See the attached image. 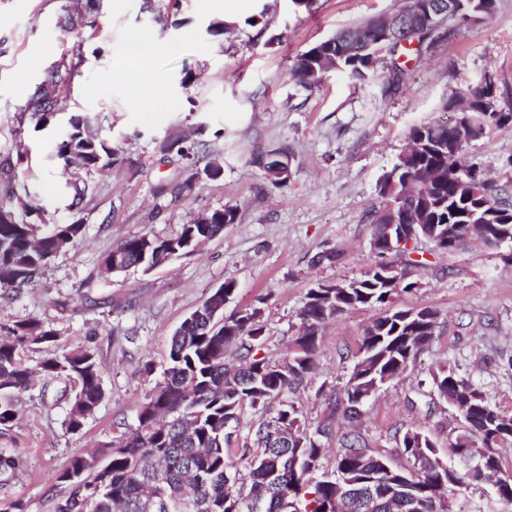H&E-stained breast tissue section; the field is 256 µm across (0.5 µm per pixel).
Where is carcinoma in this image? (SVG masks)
Masks as SVG:
<instances>
[{
    "mask_svg": "<svg viewBox=\"0 0 512 512\" xmlns=\"http://www.w3.org/2000/svg\"><path fill=\"white\" fill-rule=\"evenodd\" d=\"M494 0H406L393 14H380L359 25L342 29L302 53L292 66V76L306 88L319 87L333 71H347L363 78L375 72L383 51L394 56L413 44L422 45L443 24L448 33L459 21L481 22L492 13ZM94 7V0H73L68 21L74 25ZM60 69L46 73L28 108L35 126H48L61 106ZM476 129L472 139L512 125V108L490 113L484 100L498 102L492 79L468 87L459 94ZM90 119L73 115L69 130L54 156L73 191L78 206L97 188V177L125 161L124 151L107 139L87 133ZM409 149L380 183L381 205L369 213L374 226L372 250L389 253L387 225L394 224L393 243L401 238L425 239L439 250H448L444 238L452 236L460 247L478 243L470 227L492 224L495 233L512 243V203L502 198L503 189L482 177L475 165L462 161L464 145L441 123H425L409 132ZM198 143L175 139L164 144L191 165L199 161ZM289 160L285 150L258 156L257 163L275 187L288 178L272 172L274 164ZM44 206L17 197L0 206V291H15L28 284L61 252L74 247L84 225L76 220L45 224ZM236 222V208L226 206L205 212L174 237L147 233L127 237L100 259L108 274L131 268L151 269L188 253L199 243L224 232ZM398 264L375 261L360 277L348 282L343 292L333 288L323 301L317 289L305 294L299 311L300 326L288 351L278 358L260 354L263 347V311L246 308L247 314H224V296L235 295L228 281L215 289L170 338L163 380L147 395L138 410V426L108 450L73 456L57 476L65 487L53 495L52 512H171L170 498L187 495L192 512H326L339 486L350 496L338 512H448V500L465 485L438 459L435 448L448 454L474 457L470 474L479 481L494 476L500 499L512 503V473L500 467L498 449L512 441V416L493 408L474 383L440 365L432 374L433 398L458 411L461 400L471 398V411L458 418L460 430L445 443L416 429L395 436L407 465L373 453L358 427L361 416L358 391L345 384L340 391L324 393L328 414L310 430L302 426L301 412L286 395L302 385L314 370L322 328L331 319L356 307H380L385 316L363 330L350 374L363 373L360 385L375 387L386 378L403 374L428 348L437 313L429 308L399 309L395 298L418 287L414 273L425 267L411 257L414 250L396 249ZM58 341L57 333L38 321H20L0 338V435L11 431L18 415V394L31 388L35 377L65 378L76 384L66 416L67 429L79 432L85 420L104 398L102 366L96 351L88 347L61 351L30 367L23 353L34 345L46 347ZM237 360L225 358L227 347ZM269 416L259 422L243 448L232 447L226 427L238 422L244 404ZM341 418L352 422L340 440L333 473L312 479L325 453L332 424ZM300 453L314 463L300 479H285L292 458ZM24 465L18 451H0V492Z\"/></svg>",
    "mask_w": 512,
    "mask_h": 512,
    "instance_id": "obj_1",
    "label": "carcinoma"
}]
</instances>
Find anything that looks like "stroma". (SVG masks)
<instances>
[{
  "label": "stroma",
  "mask_w": 512,
  "mask_h": 512,
  "mask_svg": "<svg viewBox=\"0 0 512 512\" xmlns=\"http://www.w3.org/2000/svg\"><path fill=\"white\" fill-rule=\"evenodd\" d=\"M71 0H0V202L11 196L42 202L57 221L82 220L77 246L53 258L19 291L0 292V326L39 321L56 329L62 347L93 348L102 362L105 396L76 434L64 426L65 381H39L21 396V410L0 449L18 450L24 468L11 499L25 512H51V488L71 457L95 451L137 426L138 408L162 379L169 339L180 323L224 282L237 285L234 307L261 306L263 353L279 357L300 326L307 290L318 282L359 277L373 258L380 181L416 125L447 121L458 92L492 77L512 95V0H495L484 23L402 56L404 75L389 88L390 60L366 79L337 71L309 90L290 75L298 55L336 30L399 10L404 0H99L69 29ZM229 21L214 38L208 23ZM150 35L170 53L146 55L139 82L118 74L125 48ZM61 68L63 109L54 124L35 128L25 106L46 72ZM195 76L183 84L185 72ZM91 117L101 137L122 143L126 160L71 207L53 159L70 115ZM198 135L221 154L220 179L191 177L171 139ZM287 150L290 179L273 187L258 155ZM464 157L498 183L512 181V125L469 142ZM235 207L237 220L194 251L150 271L104 275L101 255L140 233L177 235L206 211ZM427 263L419 288L396 302L438 314L429 352L385 384L363 408L370 450L401 465L394 435L416 428L445 441L454 413L436 402L432 414L411 407L432 390L431 373L445 363L471 378L497 410L512 415V266L501 250L463 247L444 253L418 240ZM338 249L335 263L313 257ZM377 308L344 312L324 331L317 369L289 396L309 427L325 414L319 389L347 380L364 328ZM454 512H512L492 482H469L452 497Z\"/></svg>",
  "instance_id": "35a3bbf8"
}]
</instances>
